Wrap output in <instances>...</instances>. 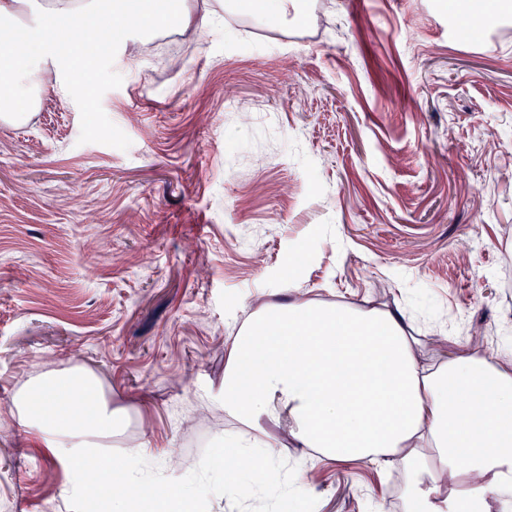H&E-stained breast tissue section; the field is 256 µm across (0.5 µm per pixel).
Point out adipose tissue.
I'll return each mask as SVG.
<instances>
[{"instance_id": "adipose-tissue-1", "label": "adipose tissue", "mask_w": 512, "mask_h": 512, "mask_svg": "<svg viewBox=\"0 0 512 512\" xmlns=\"http://www.w3.org/2000/svg\"><path fill=\"white\" fill-rule=\"evenodd\" d=\"M201 4L192 13L184 0H0V36L20 46L0 54V119L19 120L38 104L36 75L69 40L62 31L37 38L12 27L31 6L50 19L103 16L104 38L83 49L95 56L125 39L117 16L206 33L213 6ZM444 342L430 347L399 305L325 302L294 286L283 299L258 303L231 340L212 396L217 409L258 434L225 440L190 482L170 474L156 484L142 470L146 445L112 455L126 413L88 368L31 376L14 396L12 416L68 470L62 497L74 512H178L187 500L202 506L224 492L245 503L261 493L283 503L308 496L305 469L269 482L281 466L260 432L266 422L330 461L387 456L406 475L403 512H512V340L494 357L457 336Z\"/></svg>"}]
</instances>
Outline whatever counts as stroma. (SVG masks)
<instances>
[{"mask_svg":"<svg viewBox=\"0 0 512 512\" xmlns=\"http://www.w3.org/2000/svg\"><path fill=\"white\" fill-rule=\"evenodd\" d=\"M274 23L146 38L46 66L0 120V407L92 369L146 443L193 474L230 336L289 280L401 302L423 335L496 355L512 331V22L449 36L448 0H306ZM67 471L0 424V512H66ZM288 512H370L398 472L314 461Z\"/></svg>","mask_w":512,"mask_h":512,"instance_id":"stroma-1","label":"stroma"}]
</instances>
